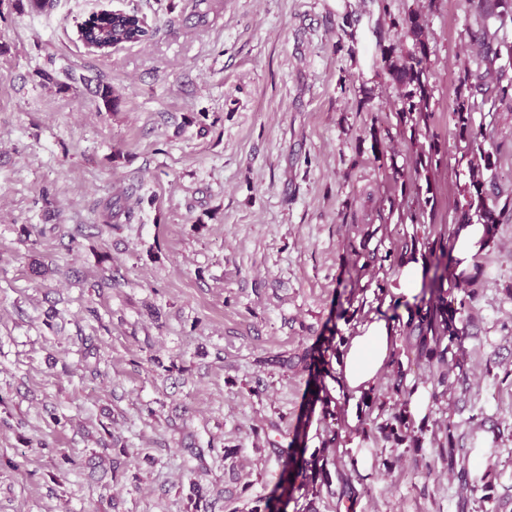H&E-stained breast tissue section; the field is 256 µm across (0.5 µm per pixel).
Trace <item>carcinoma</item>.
Returning a JSON list of instances; mask_svg holds the SVG:
<instances>
[{"label":"carcinoma","instance_id":"cac0c4a2","mask_svg":"<svg viewBox=\"0 0 512 512\" xmlns=\"http://www.w3.org/2000/svg\"><path fill=\"white\" fill-rule=\"evenodd\" d=\"M474 9L482 20H497L504 13L512 14V0H474ZM87 24L95 41L103 46L141 43L154 36V31L142 25L136 13L123 21L114 20L107 13L94 14ZM389 25L400 31L403 39L381 45L382 69L398 89L392 112L396 115L397 127L410 130L412 162L408 168L387 164L388 154L394 152L395 136L384 119L374 116L368 131L373 162L379 169H390L394 183L393 191L382 199L380 219L390 220L395 216L399 224L427 223L430 230L404 238L383 254L365 248L355 252L354 270L358 274L368 270L383 272L385 279L377 282V289L378 294L384 296L388 293L386 277L395 275L404 261L417 254L428 260L425 267L428 281L420 301L408 308L407 320L397 315L390 317L396 322L407 354L413 355L422 373L419 382L407 386V371L400 355H395L387 379L379 388L361 395L368 412L357 433L367 446L388 444L398 458L419 453L423 444L429 443L448 475L459 481L460 507L466 509L472 503L476 512H487L486 503L493 499L494 485L489 473L474 474L469 470L467 455L460 453L456 446L454 423L431 421L427 416L418 423L406 410L411 395L420 386L430 388V399L437 402L455 385L467 384L460 352L462 340L469 335L470 309L480 293L484 271L478 266L475 274L457 289L446 287L452 236L444 228L433 230L437 198L432 175L447 157L448 144L434 131V112L430 105L429 15L420 9H410L389 15ZM469 46L475 49L485 69L464 70L453 100L454 147L467 158L469 171L468 180L459 188L454 223L469 224L475 219L489 227L495 236L505 211L512 207V200L502 203L499 193L495 192L493 169L496 162L494 152L487 148L490 134L484 123L476 120L475 114L481 104L489 103L494 107L499 103H512V76H507V68L498 64L501 55H512V45L499 40L497 33L490 32L483 24L479 30L469 33ZM95 96L107 111L117 109L118 98L113 95L111 86L97 84ZM123 200L124 191L114 194L112 202L102 210L103 223L110 226L118 223L121 215H131L122 207ZM344 342V337L331 329L318 347L301 356L308 372L309 405L321 408L319 448L309 454L294 439L286 448L272 444L270 454L283 462L282 492L290 494L302 489L318 497L324 491L336 498V508L343 507L350 512L359 496L352 483L357 459L350 451L341 452L337 448L342 441V428L336 409L331 407L336 397L327 384L329 380L336 381L333 361L340 358ZM232 512H278L277 498L250 500L241 507H233Z\"/></svg>","mask_w":512,"mask_h":512}]
</instances>
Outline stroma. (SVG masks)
Listing matches in <instances>:
<instances>
[{"instance_id":"obj_1","label":"stroma","mask_w":512,"mask_h":512,"mask_svg":"<svg viewBox=\"0 0 512 512\" xmlns=\"http://www.w3.org/2000/svg\"><path fill=\"white\" fill-rule=\"evenodd\" d=\"M422 7L445 138L475 63L470 0H0V512H187L193 479L214 490L203 512L278 496L270 441L319 446L300 355L383 309L370 275L349 276L354 247L412 230L375 233L390 183L365 135L396 99L377 26ZM102 9L138 12L154 38L89 51L77 30ZM70 70L112 86L117 110ZM482 117L512 198V104ZM466 171L453 150L436 170L437 223ZM121 188L132 217L106 226ZM479 261L470 389L433 416L490 470L491 512H512V211ZM353 290L364 309L337 319ZM365 476L354 512L459 510L456 480L423 477L414 455Z\"/></svg>"}]
</instances>
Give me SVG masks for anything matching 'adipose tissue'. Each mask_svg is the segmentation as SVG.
Instances as JSON below:
<instances>
[{
    "label": "adipose tissue",
    "mask_w": 512,
    "mask_h": 512,
    "mask_svg": "<svg viewBox=\"0 0 512 512\" xmlns=\"http://www.w3.org/2000/svg\"><path fill=\"white\" fill-rule=\"evenodd\" d=\"M489 245L485 225L477 222L456 225L453 255L457 274H472L476 257L487 251ZM396 345L393 321L373 316L359 325L344 345L339 363L345 385L357 394L369 390L388 368Z\"/></svg>",
    "instance_id": "obj_1"
}]
</instances>
